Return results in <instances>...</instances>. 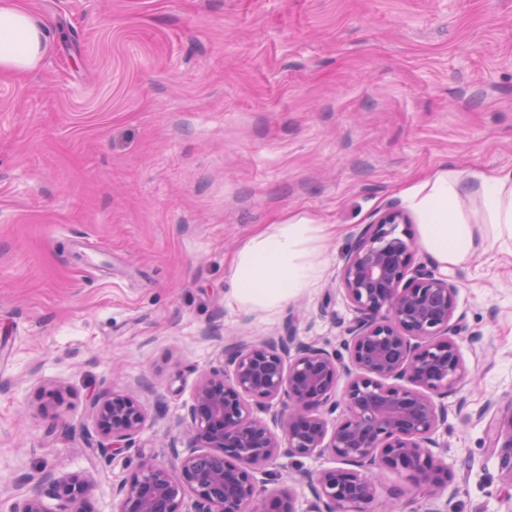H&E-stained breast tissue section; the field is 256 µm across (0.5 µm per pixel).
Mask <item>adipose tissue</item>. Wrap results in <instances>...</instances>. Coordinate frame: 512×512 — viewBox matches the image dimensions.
I'll list each match as a JSON object with an SVG mask.
<instances>
[{"instance_id": "obj_1", "label": "adipose tissue", "mask_w": 512, "mask_h": 512, "mask_svg": "<svg viewBox=\"0 0 512 512\" xmlns=\"http://www.w3.org/2000/svg\"><path fill=\"white\" fill-rule=\"evenodd\" d=\"M45 51V34L17 0H0V70L34 69ZM476 195L484 223L497 237L512 239V172L462 177L445 171L420 187L404 190L418 215L421 246L441 267L472 260L488 246L477 243L471 224L458 211L463 196ZM326 225L293 217L254 233L235 253L229 270V298L239 307L273 311L311 288L321 273Z\"/></svg>"}]
</instances>
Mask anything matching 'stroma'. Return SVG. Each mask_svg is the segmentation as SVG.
Here are the masks:
<instances>
[{"label":"stroma","mask_w":512,"mask_h":512,"mask_svg":"<svg viewBox=\"0 0 512 512\" xmlns=\"http://www.w3.org/2000/svg\"><path fill=\"white\" fill-rule=\"evenodd\" d=\"M38 66L0 74V512L46 474H82L93 512L144 461L174 466L195 387L224 348L293 328L338 349L343 256L404 189L512 171V0H20ZM333 227L318 284L272 313L230 305V261L260 227ZM469 377L444 397L448 512H512L489 424L512 404V241L447 269ZM112 392L146 421L101 448ZM330 455L256 473L259 505ZM414 512L382 472L367 512Z\"/></svg>","instance_id":"obj_1"}]
</instances>
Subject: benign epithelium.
Returning <instances> with one entry per match:
<instances>
[{"instance_id":"1","label":"benign epithelium","mask_w":512,"mask_h":512,"mask_svg":"<svg viewBox=\"0 0 512 512\" xmlns=\"http://www.w3.org/2000/svg\"><path fill=\"white\" fill-rule=\"evenodd\" d=\"M407 223L397 210L383 212L343 257L341 288L354 311L346 354L299 342L291 328L228 348L196 385L183 419L187 453L172 468L142 463L113 493L116 512H182L188 492L194 512H249L260 495L256 472L281 456L325 453L341 466L299 474L310 512H365L383 469L406 477L424 512H443L437 502L454 474L433 449L448 425L441 399L466 373L456 341L466 325L454 278L414 264L411 238L397 233ZM248 397L270 420L254 415ZM92 407L111 449L129 447L146 419L145 407L120 393ZM338 410L331 427L327 415ZM492 423V449L512 470V406ZM88 490L78 475L50 479L22 512H93ZM46 497L58 501L55 510ZM270 512H296L292 492L281 491Z\"/></svg>"}]
</instances>
